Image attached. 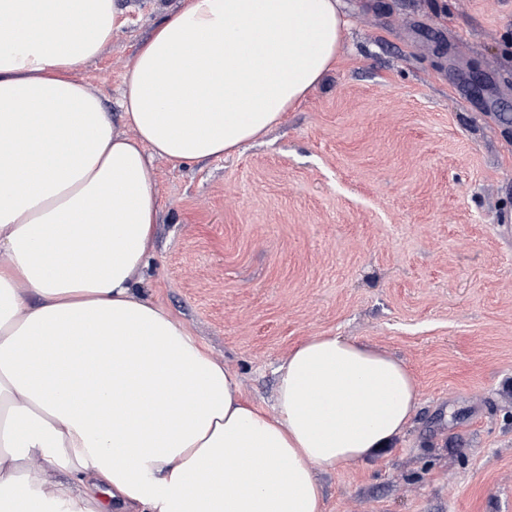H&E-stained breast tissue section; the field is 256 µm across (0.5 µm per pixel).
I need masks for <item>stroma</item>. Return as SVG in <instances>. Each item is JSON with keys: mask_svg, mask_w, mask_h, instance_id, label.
Segmentation results:
<instances>
[{"mask_svg": "<svg viewBox=\"0 0 512 512\" xmlns=\"http://www.w3.org/2000/svg\"><path fill=\"white\" fill-rule=\"evenodd\" d=\"M79 78L119 114L138 45L184 0H117ZM339 62L240 153L154 162L134 276L271 408L275 369L335 333L418 379L394 448L321 469L324 512H512V0H342Z\"/></svg>", "mask_w": 512, "mask_h": 512, "instance_id": "stroma-1", "label": "stroma"}]
</instances>
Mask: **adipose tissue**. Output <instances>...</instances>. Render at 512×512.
Wrapping results in <instances>:
<instances>
[{"instance_id":"ef3b65f1","label":"adipose tissue","mask_w":512,"mask_h":512,"mask_svg":"<svg viewBox=\"0 0 512 512\" xmlns=\"http://www.w3.org/2000/svg\"><path fill=\"white\" fill-rule=\"evenodd\" d=\"M116 0H0V512H323L319 467L392 447L421 395L385 350L296 344L272 411L133 280L154 158L237 152L336 64L340 0H186L123 76L76 75Z\"/></svg>"}]
</instances>
